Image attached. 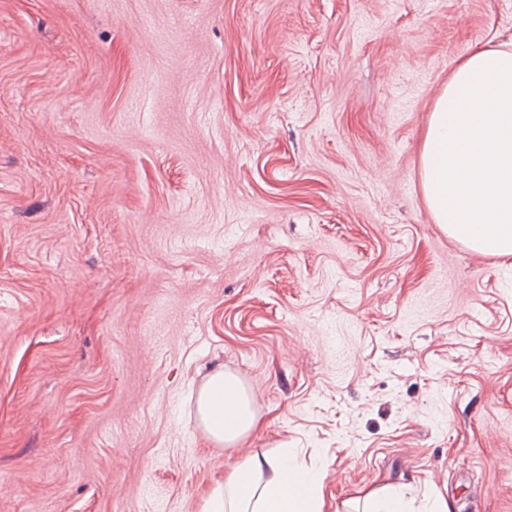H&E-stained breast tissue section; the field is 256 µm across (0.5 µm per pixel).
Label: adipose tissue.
Here are the masks:
<instances>
[{
    "label": "adipose tissue",
    "instance_id": "ef3b65f1",
    "mask_svg": "<svg viewBox=\"0 0 512 512\" xmlns=\"http://www.w3.org/2000/svg\"><path fill=\"white\" fill-rule=\"evenodd\" d=\"M422 188L436 224L485 255L512 256V52L478 50L461 60L437 97L421 152ZM195 414L209 440L234 447L259 419L241 380L208 375ZM321 479L281 455L237 461L201 512H324Z\"/></svg>",
    "mask_w": 512,
    "mask_h": 512
}]
</instances>
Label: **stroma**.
Instances as JSON below:
<instances>
[{
	"label": "stroma",
	"instance_id": "stroma-1",
	"mask_svg": "<svg viewBox=\"0 0 512 512\" xmlns=\"http://www.w3.org/2000/svg\"><path fill=\"white\" fill-rule=\"evenodd\" d=\"M487 47L512 0H0V512H200L283 448L325 512H512V257L420 170ZM195 414L209 440L225 448L234 447L259 425L251 394L237 376L223 369L209 374L202 384ZM362 499L366 505L364 512H411L406 509L407 502L402 493L394 494L387 487L372 488L357 500Z\"/></svg>",
	"mask_w": 512,
	"mask_h": 512
}]
</instances>
